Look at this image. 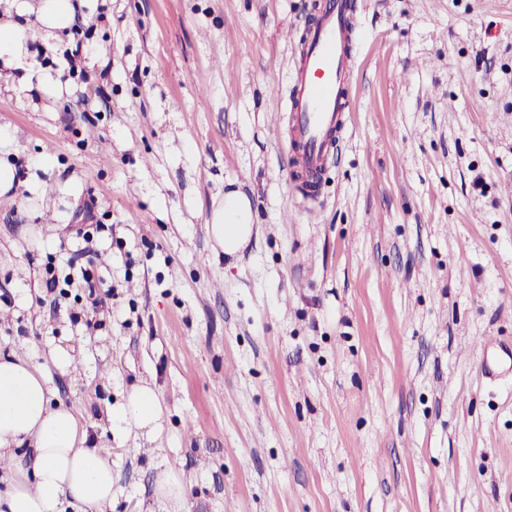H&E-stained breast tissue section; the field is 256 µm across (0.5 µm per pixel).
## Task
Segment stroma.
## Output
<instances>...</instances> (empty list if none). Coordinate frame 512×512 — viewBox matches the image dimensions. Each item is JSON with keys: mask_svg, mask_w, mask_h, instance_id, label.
I'll list each match as a JSON object with an SVG mask.
<instances>
[{"mask_svg": "<svg viewBox=\"0 0 512 512\" xmlns=\"http://www.w3.org/2000/svg\"><path fill=\"white\" fill-rule=\"evenodd\" d=\"M353 2L354 109L313 197L280 110L314 0H88L51 48L20 18L32 69L77 54L59 99L17 98L0 59L23 165L0 196V356L44 368L110 449L112 512H166V468L183 512H512V376L480 373L512 347V0ZM231 192L254 231L226 258L208 224ZM87 249L103 307L44 284ZM144 382L164 431L112 438ZM160 495L169 500L173 507L181 508L184 501V489L179 481L168 473H164L159 480Z\"/></svg>", "mask_w": 512, "mask_h": 512, "instance_id": "stroma-1", "label": "stroma"}]
</instances>
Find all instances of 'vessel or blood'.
<instances>
[{"label": "vessel or blood", "mask_w": 512, "mask_h": 512, "mask_svg": "<svg viewBox=\"0 0 512 512\" xmlns=\"http://www.w3.org/2000/svg\"><path fill=\"white\" fill-rule=\"evenodd\" d=\"M357 24L350 0H320L297 45L286 99L294 170L317 186L352 110L351 34Z\"/></svg>", "instance_id": "vessel-or-blood-1"}]
</instances>
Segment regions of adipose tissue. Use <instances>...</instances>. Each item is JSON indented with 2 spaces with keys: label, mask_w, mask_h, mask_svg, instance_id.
Returning a JSON list of instances; mask_svg holds the SVG:
<instances>
[{
  "label": "adipose tissue",
  "mask_w": 512,
  "mask_h": 512,
  "mask_svg": "<svg viewBox=\"0 0 512 512\" xmlns=\"http://www.w3.org/2000/svg\"><path fill=\"white\" fill-rule=\"evenodd\" d=\"M17 15L35 14L44 41L70 26L75 7L70 0H12ZM254 226L245 197L227 194L213 211L209 231L225 255L236 256ZM50 380L39 367L0 358V458L15 469H26L31 481H18L0 491V512H112V460L102 447H87L72 407L50 403ZM110 429L125 437L131 429L152 434L162 428V407L153 387H133L108 412ZM32 443L28 461L15 451Z\"/></svg>",
  "instance_id": "ef3b65f1"
}]
</instances>
